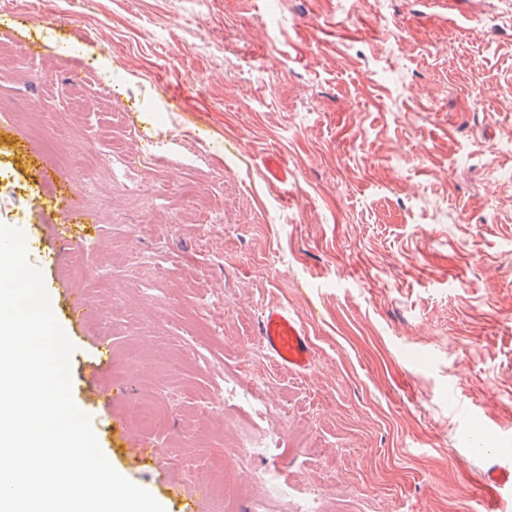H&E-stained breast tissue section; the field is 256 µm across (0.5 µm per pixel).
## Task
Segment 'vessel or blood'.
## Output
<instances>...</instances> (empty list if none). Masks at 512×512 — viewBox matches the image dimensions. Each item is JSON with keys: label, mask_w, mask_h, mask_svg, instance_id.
I'll return each instance as SVG.
<instances>
[{"label": "vessel or blood", "mask_w": 512, "mask_h": 512, "mask_svg": "<svg viewBox=\"0 0 512 512\" xmlns=\"http://www.w3.org/2000/svg\"><path fill=\"white\" fill-rule=\"evenodd\" d=\"M58 302L67 318L78 327L94 312L81 296L67 288L59 292ZM258 334L270 358L281 369L296 374L309 371L314 359L311 339L287 306L267 307L261 315ZM483 454L488 464L485 480L489 490L483 509L484 512H500L502 503L512 499V460H504L497 448L484 449Z\"/></svg>", "instance_id": "1"}]
</instances>
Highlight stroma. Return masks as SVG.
Masks as SVG:
<instances>
[{
	"label": "stroma",
	"instance_id": "stroma-1",
	"mask_svg": "<svg viewBox=\"0 0 512 512\" xmlns=\"http://www.w3.org/2000/svg\"><path fill=\"white\" fill-rule=\"evenodd\" d=\"M0 223L63 251L46 282L97 307L71 394L165 512L192 468L235 512H483L476 429L512 453V0H0ZM85 103L71 109L73 81ZM53 142L86 226L63 244ZM152 156L141 194L112 183ZM281 155L287 183L264 161ZM285 304L315 349L258 335ZM111 344L100 363L96 339ZM150 397L149 429L131 414ZM152 441L155 481L128 445ZM262 471L275 472L253 483ZM258 335L270 358L281 369L305 374L311 368L314 359L311 339L287 306H268L261 315Z\"/></svg>",
	"mask_w": 512,
	"mask_h": 512
}]
</instances>
